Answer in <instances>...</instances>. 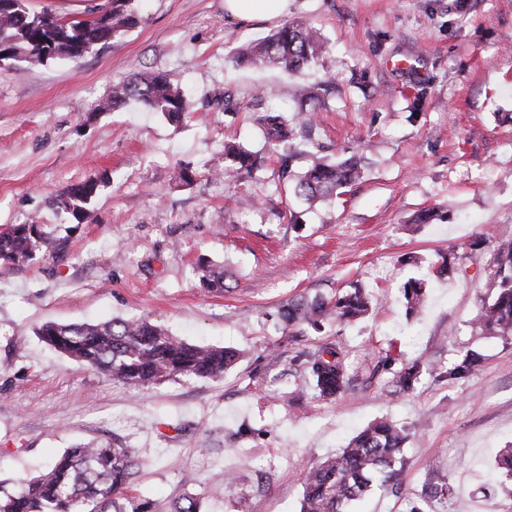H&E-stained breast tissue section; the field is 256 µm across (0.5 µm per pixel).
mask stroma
<instances>
[{
	"instance_id": "1",
	"label": "stroma",
	"mask_w": 512,
	"mask_h": 512,
	"mask_svg": "<svg viewBox=\"0 0 512 512\" xmlns=\"http://www.w3.org/2000/svg\"><path fill=\"white\" fill-rule=\"evenodd\" d=\"M139 24L83 58L0 71V233L16 224L69 226L64 252L0 265V481L17 487L78 442L136 449L144 462L127 491L150 512L184 496L200 512H298L306 466L333 455L369 422L418 431L398 484L353 512H404L407 496L448 482L426 512H512V481L487 482L512 443V343L475 335L489 252L475 236L512 235V0H290L288 19L320 28L325 51L290 75L235 55L278 20L239 24L224 0H136ZM160 72L192 109L180 122L137 102L97 111L115 84ZM318 85L305 150L362 157L346 193L306 209L277 180V163L224 172V144L262 149L255 112L294 107ZM276 95L261 97V87ZM238 107L214 106L217 91ZM190 165L194 181L176 183ZM90 179L102 187L83 222L53 200ZM438 220L415 225L421 211ZM300 213L301 226L290 224ZM458 272L437 277L448 251ZM232 272L228 293L201 287L200 259ZM427 281L408 315L401 293ZM359 285L383 300L373 315L323 333L275 317L303 294L331 298ZM150 316L178 338L241 356L219 380L113 383L51 350L40 324ZM344 343L356 389L319 400L297 352ZM475 348L480 371L390 386L385 353L428 367ZM403 298L406 304V311L418 313L425 303L426 283L420 278H409L402 288Z\"/></svg>"
}]
</instances>
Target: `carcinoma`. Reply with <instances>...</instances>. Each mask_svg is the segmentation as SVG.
I'll return each instance as SVG.
<instances>
[{
    "label": "carcinoma",
    "instance_id": "carcinoma-1",
    "mask_svg": "<svg viewBox=\"0 0 512 512\" xmlns=\"http://www.w3.org/2000/svg\"><path fill=\"white\" fill-rule=\"evenodd\" d=\"M133 2L112 0L111 13L101 19L67 21L48 11L34 13L25 0H0V59L30 66L55 59H80L85 46L104 38L114 40L137 26L139 18ZM323 49L319 28L286 21L262 41L243 48L238 61L299 74L317 61ZM315 99L316 95L308 91L296 109H270L255 118L268 151L277 155L281 177L291 181L294 195L309 205L345 193L361 175L358 157L336 159L318 150L308 153L303 172H293L294 131L298 126H313L314 113L309 106ZM131 101L172 121L181 119L190 108L181 89L166 75L143 73L115 85L112 97L100 104V111L119 110ZM261 162L260 155L235 143L224 146L226 168L250 172ZM98 187L93 181L72 187L55 198L54 206L78 220ZM63 249L64 238L43 230L40 224H17L0 233L1 265L24 264L38 255L53 258ZM199 271L204 287L213 291L228 289L224 266L203 260ZM485 288L473 330L507 342L512 339V238L493 242ZM402 292L406 311L419 312L426 298L425 281L410 278ZM375 305L371 295L355 285L334 299L299 296L283 304L278 317L288 325L321 333L330 324L348 325L365 317ZM37 334L61 354L130 387L175 378L218 379L239 358L232 348L187 343L147 317L114 318L97 324L48 322ZM347 355L340 344L305 355L304 364L319 397L335 398L349 385ZM481 362L478 352L467 350L446 364L432 366L428 372L455 380L477 372ZM421 374L418 364L406 363L393 373L391 386L397 392L409 391ZM410 436V428L390 419L368 424L336 455L309 468L299 512H347L375 486L387 485L400 471ZM140 467L133 448L108 443L75 444L40 474L21 480L19 490H0V512H143L140 504L119 503ZM494 468L512 479V443L496 458ZM450 494L451 485L447 482L426 484L419 494L407 499L405 512H424L422 504L446 501Z\"/></svg>",
    "mask_w": 512,
    "mask_h": 512
}]
</instances>
